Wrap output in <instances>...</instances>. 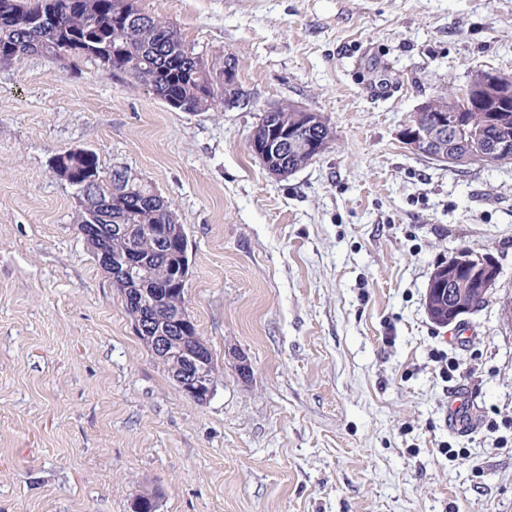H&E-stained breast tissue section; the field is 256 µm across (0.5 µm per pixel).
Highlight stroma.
I'll use <instances>...</instances> for the list:
<instances>
[{"instance_id":"obj_1","label":"stroma","mask_w":512,"mask_h":512,"mask_svg":"<svg viewBox=\"0 0 512 512\" xmlns=\"http://www.w3.org/2000/svg\"><path fill=\"white\" fill-rule=\"evenodd\" d=\"M141 6L237 59L242 96L188 114L84 59L0 65V512H130L152 490L160 512H512V165L451 171L399 138L472 73L512 75V0ZM284 103L334 140L278 179L248 140ZM76 148L183 224L208 403L178 393L79 234L49 167ZM463 246L500 276L454 331L424 297Z\"/></svg>"}]
</instances>
